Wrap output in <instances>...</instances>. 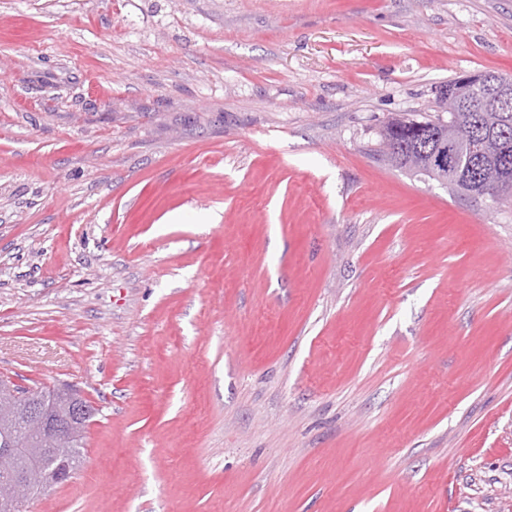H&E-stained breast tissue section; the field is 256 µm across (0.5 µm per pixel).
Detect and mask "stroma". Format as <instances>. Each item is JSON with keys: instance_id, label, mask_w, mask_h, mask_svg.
I'll list each match as a JSON object with an SVG mask.
<instances>
[{"instance_id": "stroma-1", "label": "stroma", "mask_w": 512, "mask_h": 512, "mask_svg": "<svg viewBox=\"0 0 512 512\" xmlns=\"http://www.w3.org/2000/svg\"><path fill=\"white\" fill-rule=\"evenodd\" d=\"M512 0H0V376L96 408L24 512H512V204L389 118Z\"/></svg>"}]
</instances>
